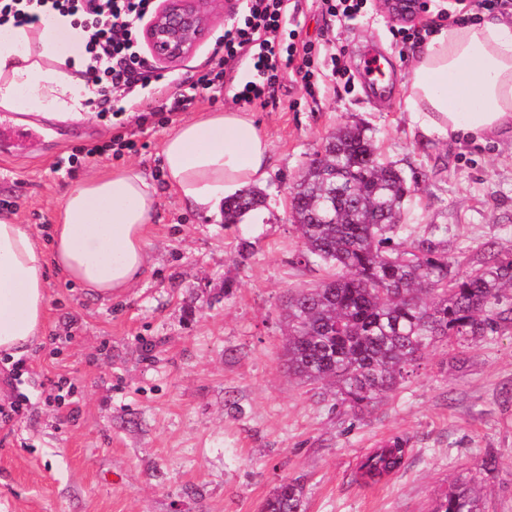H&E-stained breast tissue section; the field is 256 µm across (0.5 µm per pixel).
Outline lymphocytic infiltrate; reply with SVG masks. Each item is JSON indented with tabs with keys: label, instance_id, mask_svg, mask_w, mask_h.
Returning a JSON list of instances; mask_svg holds the SVG:
<instances>
[{
	"label": "lymphocytic infiltrate",
	"instance_id": "f902f5d3",
	"mask_svg": "<svg viewBox=\"0 0 512 512\" xmlns=\"http://www.w3.org/2000/svg\"><path fill=\"white\" fill-rule=\"evenodd\" d=\"M155 8V0H0V28L40 29L57 16L72 17L87 33L80 45L86 62L84 76L92 85L97 111L111 113L116 127L137 111L139 127L163 113L173 114L191 104L193 96L214 98L225 90L227 66L248 65L251 77L236 88V101L251 104L271 97L282 69L307 94L318 87V47L284 32L289 0H243L224 29L212 59L192 82V96L178 93V77L145 66L140 55V23ZM164 91L158 104L145 102L142 89Z\"/></svg>",
	"mask_w": 512,
	"mask_h": 512
}]
</instances>
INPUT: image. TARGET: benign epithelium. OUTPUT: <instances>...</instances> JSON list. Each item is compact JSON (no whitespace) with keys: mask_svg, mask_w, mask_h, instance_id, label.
I'll return each mask as SVG.
<instances>
[{"mask_svg":"<svg viewBox=\"0 0 512 512\" xmlns=\"http://www.w3.org/2000/svg\"><path fill=\"white\" fill-rule=\"evenodd\" d=\"M231 0H161L142 26V41L157 68L195 54L212 31L211 19L230 12Z\"/></svg>","mask_w":512,"mask_h":512,"instance_id":"obj_1","label":"benign epithelium"}]
</instances>
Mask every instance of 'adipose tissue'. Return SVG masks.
Instances as JSON below:
<instances>
[{
    "label": "adipose tissue",
    "mask_w": 512,
    "mask_h": 512,
    "mask_svg": "<svg viewBox=\"0 0 512 512\" xmlns=\"http://www.w3.org/2000/svg\"><path fill=\"white\" fill-rule=\"evenodd\" d=\"M83 67L47 32L1 30L0 111L79 117L92 96L78 76ZM405 103L428 139L512 133V20L435 33L414 58ZM269 155L251 113L207 112L165 137L163 178L189 208L210 215L225 197L267 180ZM158 199L155 183L133 166L84 177L61 197L46 251L29 225L0 215V357H19L43 331L48 271L100 297L139 282Z\"/></svg>",
    "instance_id": "1"
}]
</instances>
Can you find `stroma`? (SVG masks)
I'll use <instances>...</instances> for the list:
<instances>
[{"mask_svg": "<svg viewBox=\"0 0 512 512\" xmlns=\"http://www.w3.org/2000/svg\"><path fill=\"white\" fill-rule=\"evenodd\" d=\"M294 23L320 45L321 68L342 49L349 77L324 78L311 97L284 74L272 98L250 105L271 156L265 206L242 223L192 213L162 187L167 134L185 117L237 108L228 91L137 135L138 151L119 159L68 165L76 149L114 134L111 116L92 111L47 121L0 156V209L44 246L59 198L85 175L134 165L162 187L145 277L98 298L49 274L45 333L24 355L28 374L6 384L12 361H0V405L19 393L31 401L0 420V512H261L292 479L304 486L305 512H429L471 475L484 512H512V324L470 345L428 349L395 393L358 418L278 359L283 296L326 274L297 261L287 191L328 134L367 126L384 161L418 175L412 232L447 225L441 246L459 273L480 267L487 243L512 259V136L421 137L405 109L413 46L390 34L397 19L386 0L341 22L299 0ZM372 44L393 70L387 99L358 76ZM396 436L407 442L404 467L363 481V456ZM490 453L497 468L480 472Z\"/></svg>", "mask_w": 512, "mask_h": 512, "instance_id": "1", "label": "stroma"}]
</instances>
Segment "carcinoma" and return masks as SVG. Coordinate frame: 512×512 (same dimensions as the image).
<instances>
[{"label": "carcinoma", "mask_w": 512, "mask_h": 512, "mask_svg": "<svg viewBox=\"0 0 512 512\" xmlns=\"http://www.w3.org/2000/svg\"><path fill=\"white\" fill-rule=\"evenodd\" d=\"M380 159L367 128H336L295 178L291 216L304 249L299 261L334 273L284 302L282 359L288 373L336 396L357 416L397 390L421 355L438 342L471 343L512 322V260L487 249L481 267L461 275L436 236L406 234L407 204L416 191ZM251 188L224 200V223L238 224L264 206ZM396 437L364 457L362 476L378 482L405 463ZM304 487L281 483L263 512H305ZM431 512H483L470 481H459Z\"/></svg>", "instance_id": "obj_1"}]
</instances>
